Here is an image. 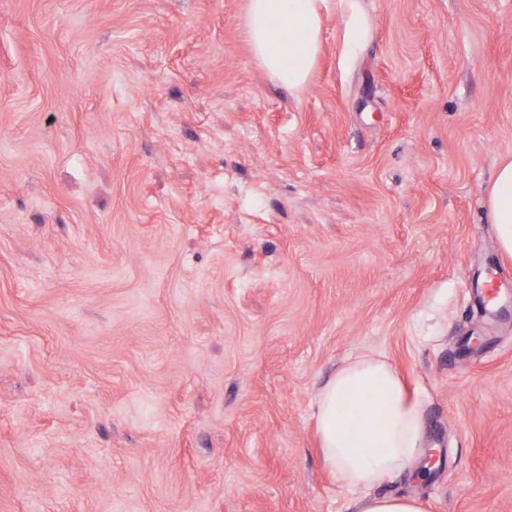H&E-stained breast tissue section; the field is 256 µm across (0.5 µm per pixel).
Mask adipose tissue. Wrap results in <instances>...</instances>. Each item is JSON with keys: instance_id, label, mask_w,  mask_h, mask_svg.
<instances>
[{"instance_id": "ef3b65f1", "label": "adipose tissue", "mask_w": 512, "mask_h": 512, "mask_svg": "<svg viewBox=\"0 0 512 512\" xmlns=\"http://www.w3.org/2000/svg\"><path fill=\"white\" fill-rule=\"evenodd\" d=\"M348 14L347 51L360 42L354 0H248L246 28L252 56L289 93L307 85L322 46L325 14L332 5ZM500 253L512 259V155L501 158L486 192ZM350 408L353 429L343 424ZM318 446L336 482L357 493L356 512H428L422 498L383 492L393 476L412 470L426 438L423 403L384 357L348 358L312 400Z\"/></svg>"}]
</instances>
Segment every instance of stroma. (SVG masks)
Segmentation results:
<instances>
[{
	"label": "stroma",
	"mask_w": 512,
	"mask_h": 512,
	"mask_svg": "<svg viewBox=\"0 0 512 512\" xmlns=\"http://www.w3.org/2000/svg\"><path fill=\"white\" fill-rule=\"evenodd\" d=\"M246 0H0V512H353L311 404L425 401L385 491L512 512V0H358L297 95ZM338 7L348 12V20L345 32V46L349 52L354 51L360 42V21L358 19L354 0H338ZM485 206L495 224L500 253L512 259V155L501 158L487 188Z\"/></svg>",
	"instance_id": "obj_1"
}]
</instances>
